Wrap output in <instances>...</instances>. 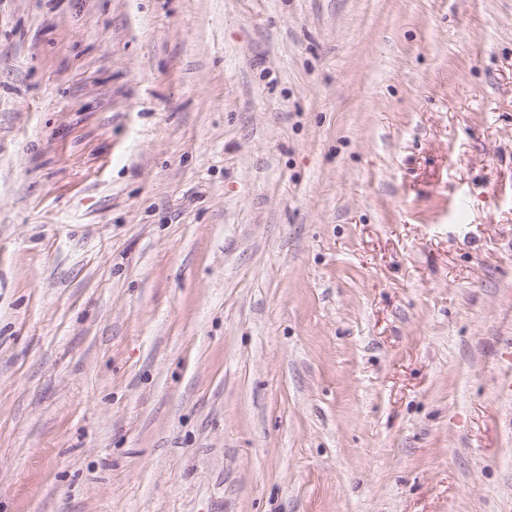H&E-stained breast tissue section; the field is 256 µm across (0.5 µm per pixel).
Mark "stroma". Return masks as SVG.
I'll return each mask as SVG.
<instances>
[{
  "label": "stroma",
  "mask_w": 512,
  "mask_h": 512,
  "mask_svg": "<svg viewBox=\"0 0 512 512\" xmlns=\"http://www.w3.org/2000/svg\"><path fill=\"white\" fill-rule=\"evenodd\" d=\"M0 512H512V0H0Z\"/></svg>",
  "instance_id": "35a3bbf8"
}]
</instances>
